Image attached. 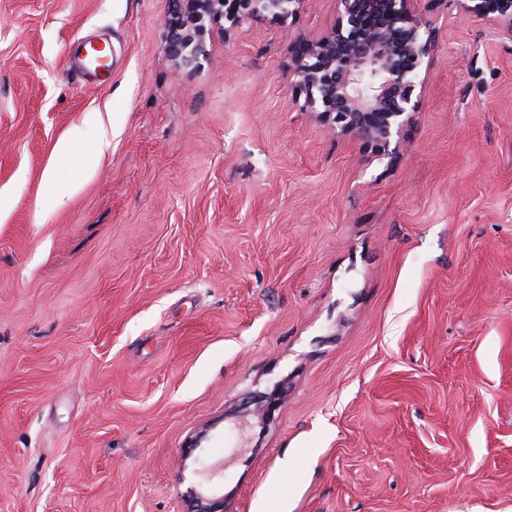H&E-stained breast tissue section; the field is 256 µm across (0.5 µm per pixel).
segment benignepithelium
Masks as SVG:
<instances>
[{
  "label": "benign epithelium",
  "mask_w": 512,
  "mask_h": 512,
  "mask_svg": "<svg viewBox=\"0 0 512 512\" xmlns=\"http://www.w3.org/2000/svg\"><path fill=\"white\" fill-rule=\"evenodd\" d=\"M307 0H170L164 49L179 70L207 58L214 33L228 44L245 24H290ZM336 17L318 38L291 41L292 95L336 129L361 140L379 160L399 156L401 134L418 108L439 28L419 12L420 0H336ZM473 17L498 23L512 41V0H458ZM224 468L200 461L204 485L187 490L185 512H228L224 495L210 487Z\"/></svg>",
  "instance_id": "7a95c632"
}]
</instances>
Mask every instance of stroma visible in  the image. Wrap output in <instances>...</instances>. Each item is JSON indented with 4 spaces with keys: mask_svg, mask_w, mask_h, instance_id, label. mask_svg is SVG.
<instances>
[{
    "mask_svg": "<svg viewBox=\"0 0 512 512\" xmlns=\"http://www.w3.org/2000/svg\"><path fill=\"white\" fill-rule=\"evenodd\" d=\"M420 7L388 162L291 93L336 0L190 71L168 0H0V512H183L192 445L230 512H512V41Z\"/></svg>",
    "mask_w": 512,
    "mask_h": 512,
    "instance_id": "obj_1",
    "label": "stroma"
}]
</instances>
